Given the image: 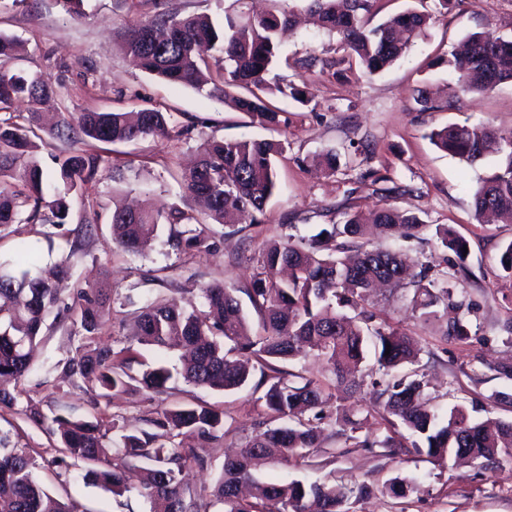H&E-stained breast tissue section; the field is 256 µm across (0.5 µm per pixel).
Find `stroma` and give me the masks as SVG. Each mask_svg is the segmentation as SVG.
<instances>
[{"label":"stroma","instance_id":"1","mask_svg":"<svg viewBox=\"0 0 512 512\" xmlns=\"http://www.w3.org/2000/svg\"><path fill=\"white\" fill-rule=\"evenodd\" d=\"M379 4L383 18L413 7L431 13L432 20L404 58L373 76L338 74L335 37L310 26L288 35L282 61L272 74L306 82L310 103H281L279 126L264 129L206 93L149 76L122 49L130 26L162 12L216 16L221 12L218 0H83L84 14L77 19L58 0H0V32L20 41L12 68L39 76L55 90L48 100L16 99L13 113L53 118L61 112L119 111L146 104L170 115L165 137L135 144H88L100 151L105 163L85 201L73 203L70 221L78 223L85 212L94 211L99 215L98 230L74 255L72 278L85 285L105 281L112 287L101 342L116 349L134 344L133 307L158 296L198 306L201 287L214 281L240 289L251 332L259 334L261 316L243 289L257 271L263 249L288 235L297 240L316 235L342 221L344 212L366 213L388 203L418 215L425 224L420 239L404 244L411 255L432 251L439 225L450 226L467 240L464 260L452 255L448 261L463 266L456 288L471 305L466 317L470 336L450 343L444 341L439 324L415 320L408 285L383 290L377 308L396 331L419 342L417 368L429 379V391L441 410L461 404L476 419H512V405L495 398L499 392L512 394V383L492 371L498 361L512 359V335L505 329L512 321V274L498 262L502 246L512 242V224L483 222L474 215L472 191L491 172L492 161L467 164L429 139L431 130L456 123L484 124L512 136V83L485 95L463 97L455 108L442 112L416 111L413 101L416 89L446 91L455 86L457 76L443 59L467 35L491 31L512 37V0H450L445 7L438 0ZM212 138L284 144L277 187L263 223L213 224L217 250L210 254L172 248L165 226L144 253L131 255L117 248L110 233L113 166H122L134 177L135 201L160 211L177 206L201 215L203 205L181 186L180 175ZM329 149L339 150L342 162L330 177L310 165L315 154ZM384 186L392 188L391 197H382ZM44 331L31 371L17 385V404L0 407V430L35 458L38 482L53 495L74 500L80 512H150L149 503L136 493L119 497L85 483L79 461L57 466V438L29 422L24 410L34 402L46 412L62 407L64 415L74 419L113 417L143 429L164 409V402L129 391L115 395L109 405L95 406L91 394L74 386L57 366L72 355L79 337L53 322ZM173 386V400L200 402L224 413L223 446L212 449L207 468L192 465L185 470L188 488L199 494L214 485L226 453L244 447L275 420L260 403L263 391L255 383L226 392L196 388L180 379ZM253 475L267 484L298 479L370 486L371 494L351 501L349 512H512V465L483 471L469 465L451 468L413 451L388 456L380 447L347 448L329 431L312 465L269 460ZM397 477L415 480L417 491L405 497L385 492V485Z\"/></svg>","mask_w":512,"mask_h":512}]
</instances>
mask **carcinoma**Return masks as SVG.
Instances as JSON below:
<instances>
[{
  "mask_svg": "<svg viewBox=\"0 0 512 512\" xmlns=\"http://www.w3.org/2000/svg\"><path fill=\"white\" fill-rule=\"evenodd\" d=\"M262 12L249 0H231L222 18L208 14L167 15L128 28L123 48L136 66L150 76L189 86L234 110L244 112L263 127L279 123L278 108L270 99L308 103L303 88L292 82L272 81L268 75L281 54V33L293 25L294 11L277 5ZM305 10L319 30L336 35L341 60L356 62L376 75L409 51L412 39L428 27L430 15L407 10L376 26L368 16L378 0H305ZM15 39L0 32V110H8L21 96H48L53 90L37 76L9 67ZM448 69L457 75L452 98L494 91L512 82V38L490 32L468 36L463 49L448 53ZM217 67L218 78L210 76ZM419 112L441 108L442 98L416 90ZM170 115L153 106L129 112L85 110L62 114L51 136L104 144H130L168 133ZM37 118L9 114L0 118V228L10 224H41L47 245L68 223L69 201L81 199L96 181L102 156L81 149L68 156L54 173L43 169L37 157ZM429 138L441 150L469 164L489 156L497 158L494 170L472 191L475 216L486 213L512 224V141H499L487 125L452 124L433 129ZM281 144L272 140L213 138L202 147L197 163L181 174L188 192L201 199L207 216L216 222L236 217L259 224L276 187V160ZM315 163L333 175L339 167L336 151L315 157ZM181 226L170 238L173 246L209 251L216 247L207 222L171 207L153 212L117 206L112 212V241L123 251L136 253L157 234L159 225ZM372 227L388 237H418L425 224L391 205L375 209L370 218L345 212L343 220L320 235L338 240L323 252L319 238L287 240L267 246L260 269L247 289L252 305L262 314L263 334L237 346L234 359L224 352V340L248 335V324L236 289L213 282L200 288L204 310L176 301L154 300L132 312L139 344L149 349L171 342L190 349L178 375L184 383L212 390H233L245 385L255 365L267 382L262 400L274 418L283 421L257 433L239 455L225 459L223 471L210 496L187 493L181 473L189 463L207 464L209 450L224 439V412L206 405L178 404L148 420L176 445L157 443L159 434L144 429L126 431L115 422L95 417L71 421L46 415L29 403L28 418L47 433L58 434L61 452L84 463L83 479L121 496L131 490L150 504V512H210L211 501L224 504V512H345L351 497L369 493L365 485L294 480L282 485L256 480L251 469L276 450L280 461L310 463L321 447V424L337 428L347 448L377 445L397 455L426 448L428 457L445 463L468 456L478 466L512 464V421L488 417L477 421L462 405L444 413L432 405L427 382L395 370L417 361L418 343L395 331L372 302L380 283L398 284L411 276L409 306L415 317L429 321L437 307L457 310L444 337L464 340L469 305L454 299L450 280L456 273L436 275L432 260H421L401 250L367 247ZM91 222L82 220L70 230L69 256L48 269L38 265L35 247L23 246L18 265L0 263V378L20 380L31 369V353L42 341L47 317L54 316L71 330L94 343L101 334V309L112 303L106 284L82 287L76 283L69 296L62 284L71 278L70 256L82 239L94 235ZM436 245L464 259L466 241L449 227H436ZM307 347L321 358L333 381L340 383L354 372L374 349L378 378L372 381L376 400L388 415L386 422L409 432L377 442L357 432L362 428L355 405L337 403L332 388L300 372L286 371L278 363L295 359ZM130 348L113 350L102 343L93 349L76 348L66 361L65 373L110 400L119 389H136L155 399L171 394L173 374L164 365L131 368ZM190 444H184V441ZM36 462L26 450L0 434V512H78L73 503L52 496L36 479Z\"/></svg>",
  "mask_w": 512,
  "mask_h": 512,
  "instance_id": "1",
  "label": "carcinoma"
}]
</instances>
